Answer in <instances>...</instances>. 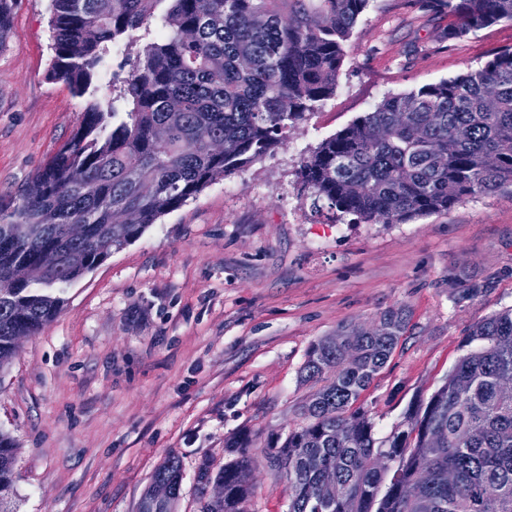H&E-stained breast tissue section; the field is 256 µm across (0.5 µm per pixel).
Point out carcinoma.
I'll list each match as a JSON object with an SVG mask.
<instances>
[{
	"label": "carcinoma",
	"instance_id": "1",
	"mask_svg": "<svg viewBox=\"0 0 512 512\" xmlns=\"http://www.w3.org/2000/svg\"><path fill=\"white\" fill-rule=\"evenodd\" d=\"M17 0H0V43ZM369 0H52L49 78L85 99L82 121L0 207V372L18 341L57 315L44 292L79 280L163 216L283 144L288 129L336 92L344 43ZM448 38L502 21L512 0H438ZM153 35L112 64L116 47ZM111 73L115 95L98 81ZM312 207L352 224H403L512 188V48L477 70L386 96L300 162ZM82 224L76 241L68 225ZM345 327L312 345L302 379L314 389L302 422L264 450L288 483V512H512V309L478 324L444 384L411 404L383 440L359 398L405 328ZM438 430L443 440L430 438ZM247 432L225 443L217 473L197 469L200 512H250ZM13 438L0 432V512H13ZM182 462L151 476L139 512H175Z\"/></svg>",
	"mask_w": 512,
	"mask_h": 512
}]
</instances>
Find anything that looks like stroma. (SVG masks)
<instances>
[{"instance_id":"1","label":"stroma","mask_w":512,"mask_h":512,"mask_svg":"<svg viewBox=\"0 0 512 512\" xmlns=\"http://www.w3.org/2000/svg\"><path fill=\"white\" fill-rule=\"evenodd\" d=\"M50 0H17L0 46V203L79 126L85 107L48 80ZM425 0H370L345 45L336 92L286 141L215 181L60 295L0 374V431L17 446V512H137L169 454L183 466L176 512H198L201 460L251 431V512H287L267 442L299 423L310 347L402 310L404 334L360 397L387 436L428 398L470 330L512 308V189L403 224L313 215L300 160L371 111L484 66L512 22L448 39Z\"/></svg>"}]
</instances>
